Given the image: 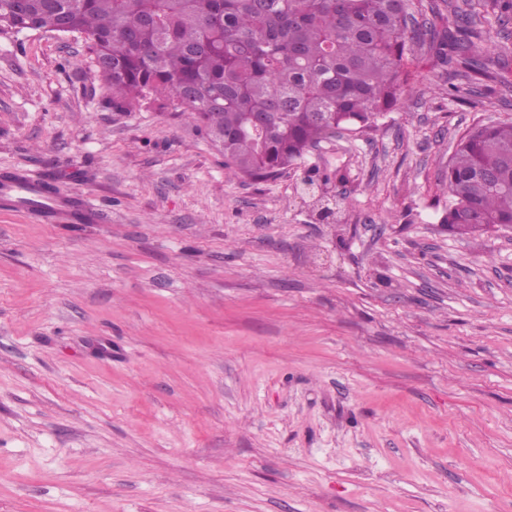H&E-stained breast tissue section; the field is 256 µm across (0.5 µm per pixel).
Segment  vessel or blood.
<instances>
[{"instance_id":"b4317fda","label":"vessel or blood","mask_w":512,"mask_h":512,"mask_svg":"<svg viewBox=\"0 0 512 512\" xmlns=\"http://www.w3.org/2000/svg\"><path fill=\"white\" fill-rule=\"evenodd\" d=\"M0 206L49 224H92L98 219L83 198L47 189L22 172L0 176Z\"/></svg>"}]
</instances>
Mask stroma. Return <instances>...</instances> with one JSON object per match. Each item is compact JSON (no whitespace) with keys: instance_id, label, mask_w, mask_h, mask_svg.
I'll use <instances>...</instances> for the list:
<instances>
[{"instance_id":"35a3bbf8","label":"stroma","mask_w":512,"mask_h":512,"mask_svg":"<svg viewBox=\"0 0 512 512\" xmlns=\"http://www.w3.org/2000/svg\"><path fill=\"white\" fill-rule=\"evenodd\" d=\"M477 12L486 71L412 44L401 105L266 181L113 107L83 38L0 35V174L99 214L0 208V512H512V230L443 224L459 138L512 120Z\"/></svg>"}]
</instances>
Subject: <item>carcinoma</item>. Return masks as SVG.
<instances>
[{"mask_svg": "<svg viewBox=\"0 0 512 512\" xmlns=\"http://www.w3.org/2000/svg\"><path fill=\"white\" fill-rule=\"evenodd\" d=\"M439 39L465 73L486 69L473 14ZM406 0H0V33L82 36L112 105L175 98L235 175L266 179L400 99ZM448 231L512 228V122L466 133L448 161Z\"/></svg>", "mask_w": 512, "mask_h": 512, "instance_id": "carcinoma-1", "label": "carcinoma"}]
</instances>
